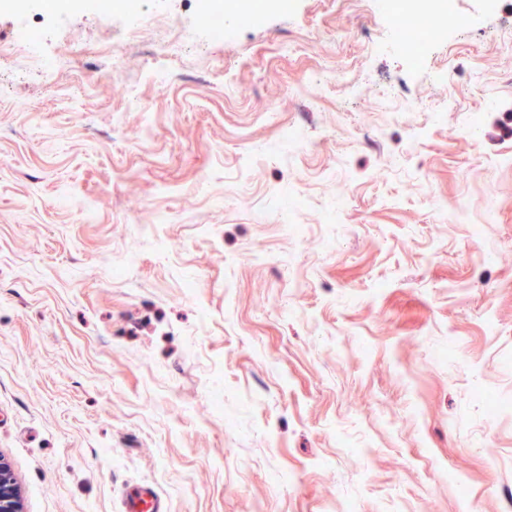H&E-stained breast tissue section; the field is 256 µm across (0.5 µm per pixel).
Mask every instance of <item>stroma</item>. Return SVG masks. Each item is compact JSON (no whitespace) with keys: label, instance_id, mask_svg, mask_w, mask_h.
<instances>
[{"label":"stroma","instance_id":"1","mask_svg":"<svg viewBox=\"0 0 512 512\" xmlns=\"http://www.w3.org/2000/svg\"><path fill=\"white\" fill-rule=\"evenodd\" d=\"M41 2L0 0L1 43L42 32L0 60L24 512H120L138 483L165 512H512V0H450L467 24L419 67L384 0L228 9L229 42L213 0ZM153 18L193 34L162 87L127 39ZM327 66L350 82L312 91ZM386 91L430 109L378 111ZM288 128L307 148L276 150ZM201 25L207 31L209 37L216 41H224V11L219 8H211L201 17ZM21 40L23 41L21 44L0 45V59L10 58L17 65L24 66L27 55L32 54L37 48L40 34L35 29L26 30Z\"/></svg>","mask_w":512,"mask_h":512}]
</instances>
